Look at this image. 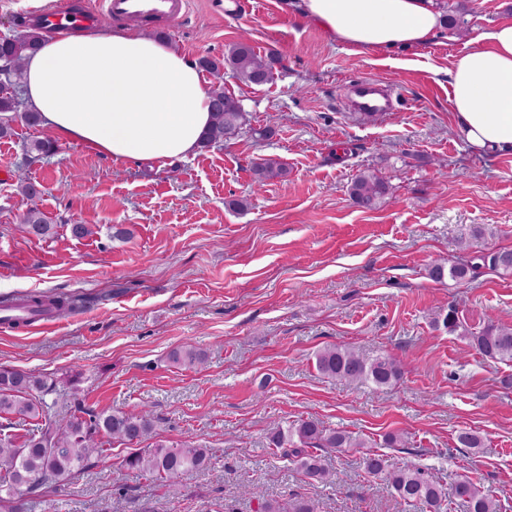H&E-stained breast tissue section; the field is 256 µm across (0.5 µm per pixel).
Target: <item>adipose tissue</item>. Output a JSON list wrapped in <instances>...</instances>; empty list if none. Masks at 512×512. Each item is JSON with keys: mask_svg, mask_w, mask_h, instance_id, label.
<instances>
[{"mask_svg": "<svg viewBox=\"0 0 512 512\" xmlns=\"http://www.w3.org/2000/svg\"><path fill=\"white\" fill-rule=\"evenodd\" d=\"M285 8L353 54L429 44L435 0H285ZM448 101L467 147L512 155V21L484 29L448 68ZM56 137L115 159L163 167L196 153L210 121L194 61L135 27L46 28L23 80Z\"/></svg>", "mask_w": 512, "mask_h": 512, "instance_id": "1", "label": "adipose tissue"}]
</instances>
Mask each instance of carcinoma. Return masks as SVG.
<instances>
[{
  "mask_svg": "<svg viewBox=\"0 0 512 512\" xmlns=\"http://www.w3.org/2000/svg\"><path fill=\"white\" fill-rule=\"evenodd\" d=\"M40 33L29 30L0 39L1 71L12 75V80L0 85V138L13 135V123L19 121L29 128L41 126L38 113L19 109L16 90L23 78L24 61L41 46ZM272 55L262 56L253 46L241 40L224 51V59L202 57L200 68L214 77L209 95L211 119L200 140V150H208L243 133L252 132L269 139L274 127H251L248 113L239 100L224 91L223 72L246 85L261 86L273 82ZM58 151L56 142L36 138L23 147L24 165H33ZM258 182L284 175V167L276 158H264L256 164ZM391 187L375 173L365 170L354 178L350 196L363 209H372L387 196ZM29 233L45 236L51 224L37 209H30L23 217ZM490 266L512 271V250H500L489 258ZM468 268L442 263L432 265L429 277L441 282L445 276L456 280L467 277ZM23 302L35 313L56 311L64 317L87 305L83 298L50 297L41 292L30 293ZM474 348L493 362H512V327L488 324L470 336ZM170 361L177 366H195L203 363L199 351L182 347L173 350ZM317 370L330 378L351 382H370L377 387L389 386L398 380L400 371L393 359L386 356L364 357L359 353L336 346L326 347L315 355ZM66 392L58 381L49 380L32 371L0 367V512H31L33 503L51 488L64 485L75 474L92 463L105 462V445L117 441L131 449L124 465L137 472H148L173 482L191 470L206 469L212 459L211 449L203 444H168L162 440L146 447L141 444L152 438L153 420L147 411L127 413L118 410L98 412L76 401L70 406L69 419H58L59 401ZM352 437L336 431L313 419L295 420L278 425L268 434V448L278 458L296 466L310 479L327 482L331 473L323 463L322 452L348 448ZM365 470L372 476H382L396 496L406 505H424L429 512H447L445 501L448 489L427 469L415 464L389 468L384 455L370 453L364 459ZM453 497L466 504L468 512H502V505L485 494L469 477L455 483ZM257 512H316L314 501L293 496L285 504L277 500H258Z\"/></svg>",
  "mask_w": 512,
  "mask_h": 512,
  "instance_id": "1",
  "label": "carcinoma"
}]
</instances>
